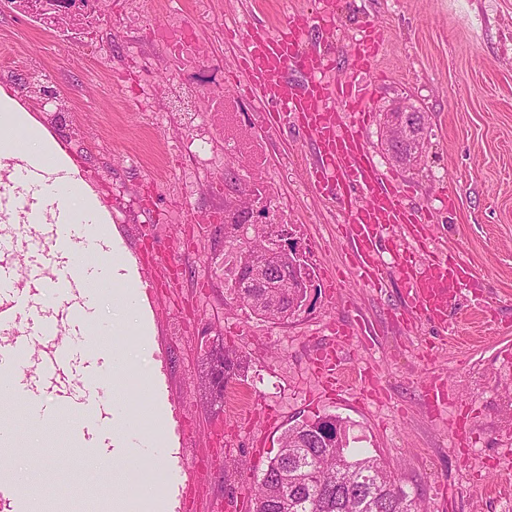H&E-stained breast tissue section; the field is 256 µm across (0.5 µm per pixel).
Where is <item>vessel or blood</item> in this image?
I'll return each instance as SVG.
<instances>
[{"label":"vessel or blood","instance_id":"vessel-or-blood-1","mask_svg":"<svg viewBox=\"0 0 512 512\" xmlns=\"http://www.w3.org/2000/svg\"><path fill=\"white\" fill-rule=\"evenodd\" d=\"M332 0H323L317 14L293 11L277 32L261 23L249 26L241 63L251 89L275 101L294 124L312 136L315 159L308 179L318 193L343 196L344 228L350 238L357 279L367 287L385 286L387 268H394L405 286L402 319L424 317L438 325L448 322V306L472 279L463 262L428 252L429 226L420 208L407 203L390 179L377 171L366 146L364 130L372 114L369 98L357 75L372 71L383 38L379 28L366 27L348 79H330L336 67L331 52L309 46L312 33L332 35ZM102 228L57 222L32 227L0 226V386L26 401L28 420H67L91 447H111L112 439L93 418L86 403L90 392L107 385L112 356L99 351L85 356L79 344L62 347L51 336L50 311H19L30 280L62 294L66 306L88 314L93 281L75 273L74 263L98 254ZM358 328L334 329L329 343L314 350L309 372L322 396L351 390L359 400H381L385 386L371 368L347 367L340 352L360 340ZM58 374L55 404L42 400V383ZM425 409L432 418H446L458 446H466L463 416L448 415L454 402L448 382L428 375L421 384Z\"/></svg>","mask_w":512,"mask_h":512}]
</instances>
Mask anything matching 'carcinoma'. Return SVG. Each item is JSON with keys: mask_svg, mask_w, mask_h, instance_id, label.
I'll list each match as a JSON object with an SVG mask.
<instances>
[{"mask_svg": "<svg viewBox=\"0 0 512 512\" xmlns=\"http://www.w3.org/2000/svg\"><path fill=\"white\" fill-rule=\"evenodd\" d=\"M407 143L387 147L400 165L415 166ZM273 241L265 231L245 243L239 257L237 295L261 319L281 324L296 296L305 293L288 254L267 260L272 275L257 277L266 250ZM224 363V386L243 381V359L224 351L214 363ZM254 512H423L419 496L406 489L399 468L375 456L353 454L347 446L345 426L337 417L305 420L288 427L278 454L256 480Z\"/></svg>", "mask_w": 512, "mask_h": 512, "instance_id": "cac0c4a2", "label": "carcinoma"}]
</instances>
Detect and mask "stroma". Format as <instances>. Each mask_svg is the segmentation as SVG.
<instances>
[{
  "label": "stroma",
  "instance_id": "35a3bbf8",
  "mask_svg": "<svg viewBox=\"0 0 512 512\" xmlns=\"http://www.w3.org/2000/svg\"><path fill=\"white\" fill-rule=\"evenodd\" d=\"M314 8L315 0H180L181 13L211 45L204 68H223V92L237 101L240 124L262 147L261 165L225 158L216 187L198 185L184 196L165 185L194 171L195 160L173 165L170 157L201 135L211 152L223 155L224 139L203 123L207 98L178 96L195 75L181 72L151 38L170 12L169 0H121L99 33L105 53L0 13V45L14 50L0 89L53 138L85 176L87 192L100 196L101 183L110 185L102 226L148 283L140 291L143 333L121 334V318L104 300L95 323L102 342L127 349V367L150 380L165 429L138 424L137 409L147 398L129 382L104 389L105 422L113 438L135 435L150 445L134 478L153 486L154 512L218 506L240 512L241 493L277 454L283 432L325 416L345 421L351 450L399 467L427 512H512V498L498 491L512 473L485 467L512 448V0H336L337 77L349 74L363 25L375 24L385 37L367 76L373 119L365 140L377 168L431 214L433 247L474 271V283L449 307L444 330L422 317L408 324L391 318L401 307L397 273L382 291L357 280L339 231L340 204L308 187L312 143L293 125L268 127L267 113L243 86L242 32L257 19L274 30L289 12ZM35 63L58 94V111L41 108L37 87L16 84ZM401 99L426 119L424 154L411 169L396 164L384 144L385 114ZM228 170L234 180H226ZM237 185L255 189L256 223L284 210L311 269L313 303L288 324L251 315L219 271L228 241L224 211ZM447 191L456 196L454 207L442 203ZM158 218L170 224L171 236L147 244L145 228ZM195 224L201 237L184 234ZM173 263L178 285L168 288ZM335 271L345 279L336 292L327 285ZM356 322L372 342L353 348L351 362L375 368L386 397L358 406L312 396L308 345L333 326ZM205 329L246 356L245 383L254 397L237 436L221 447L212 426L223 412L198 389L206 368L197 342ZM429 347L434 355L427 363L422 354ZM431 372L445 377L471 410L468 456L425 413L421 381ZM268 406L281 417L260 439L250 419ZM0 458L16 489L0 498V512H113L131 478L97 469L89 449L77 447L62 426L8 420L0 429ZM178 470L184 473L179 483L170 478Z\"/></svg>",
  "mask_w": 512,
  "mask_h": 512
}]
</instances>
